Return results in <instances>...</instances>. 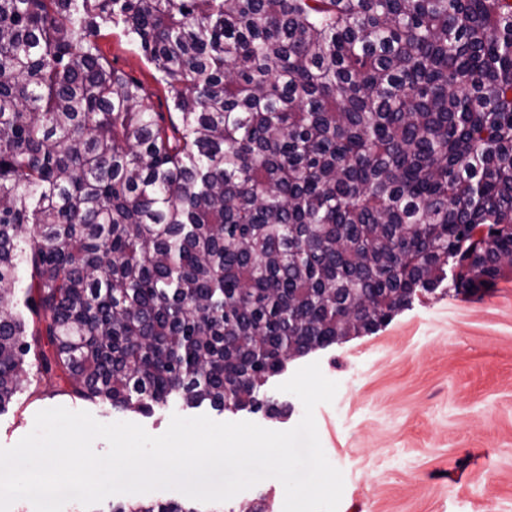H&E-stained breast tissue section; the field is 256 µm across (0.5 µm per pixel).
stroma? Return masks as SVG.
<instances>
[{
  "mask_svg": "<svg viewBox=\"0 0 512 512\" xmlns=\"http://www.w3.org/2000/svg\"><path fill=\"white\" fill-rule=\"evenodd\" d=\"M99 47L143 84L155 111H171L153 66L121 29L106 32ZM314 361L338 384L333 402L317 405L314 417L329 462L343 474L339 512H512V274L471 290L443 282L372 333L289 359L266 385L278 413L201 412L217 422L291 429L304 408L278 386ZM57 406L105 424L133 422L152 435L181 411L122 412L43 386L0 414V447L14 446L37 412ZM283 502L282 484L268 478L226 501L224 512H282Z\"/></svg>",
  "mask_w": 512,
  "mask_h": 512,
  "instance_id": "obj_1",
  "label": "stroma"
}]
</instances>
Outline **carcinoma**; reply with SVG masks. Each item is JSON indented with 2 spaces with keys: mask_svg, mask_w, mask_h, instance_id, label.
<instances>
[{
  "mask_svg": "<svg viewBox=\"0 0 512 512\" xmlns=\"http://www.w3.org/2000/svg\"><path fill=\"white\" fill-rule=\"evenodd\" d=\"M449 271L512 273V0H0V414L259 408ZM103 56L116 68L128 76L140 81L149 96V101L156 112H175L166 88L155 77L158 74L147 62L142 52L130 43L120 28H112L99 39Z\"/></svg>",
  "mask_w": 512,
  "mask_h": 512,
  "instance_id": "carcinoma-1",
  "label": "carcinoma"
}]
</instances>
